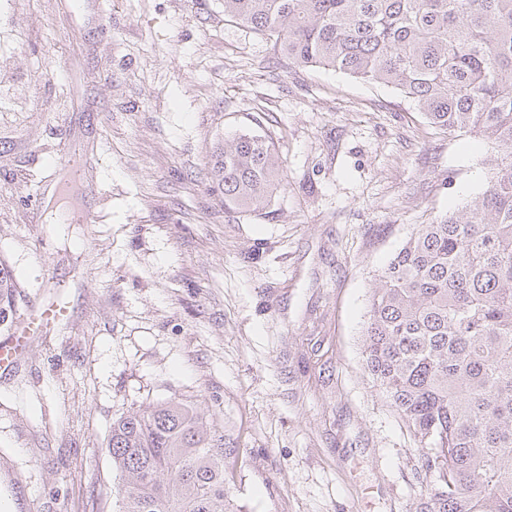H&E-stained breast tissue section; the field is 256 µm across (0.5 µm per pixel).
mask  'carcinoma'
<instances>
[{
	"mask_svg": "<svg viewBox=\"0 0 512 512\" xmlns=\"http://www.w3.org/2000/svg\"><path fill=\"white\" fill-rule=\"evenodd\" d=\"M224 15L297 66L392 87L452 136L499 155L461 208L417 224L375 278L364 368L430 477L414 512H512V0H224ZM224 209L261 214L285 187L273 135L217 144ZM15 277L0 262V324ZM114 512H246L224 482L236 449L170 399L112 423Z\"/></svg>",
	"mask_w": 512,
	"mask_h": 512,
	"instance_id": "obj_1",
	"label": "carcinoma"
}]
</instances>
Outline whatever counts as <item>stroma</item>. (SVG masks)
Instances as JSON below:
<instances>
[{
    "label": "stroma",
    "instance_id": "1",
    "mask_svg": "<svg viewBox=\"0 0 512 512\" xmlns=\"http://www.w3.org/2000/svg\"><path fill=\"white\" fill-rule=\"evenodd\" d=\"M256 129L288 188L225 211L211 151ZM75 150L97 154L96 220L55 224ZM496 155L391 88L290 65L224 0H0V260L15 314L70 304L0 369L5 512H98L113 422L170 398L238 449L247 512H411L426 479L363 368L369 299Z\"/></svg>",
    "mask_w": 512,
    "mask_h": 512
}]
</instances>
